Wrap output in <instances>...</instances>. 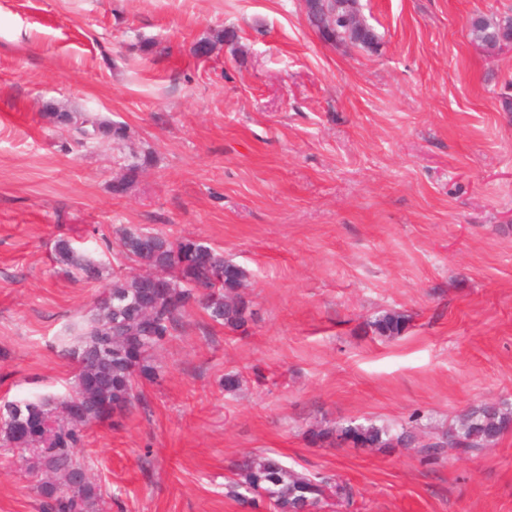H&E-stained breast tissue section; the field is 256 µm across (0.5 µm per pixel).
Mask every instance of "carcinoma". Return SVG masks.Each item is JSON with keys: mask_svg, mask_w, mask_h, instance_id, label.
<instances>
[{"mask_svg": "<svg viewBox=\"0 0 512 512\" xmlns=\"http://www.w3.org/2000/svg\"><path fill=\"white\" fill-rule=\"evenodd\" d=\"M346 12H358L356 0H329L327 9L309 12L307 19L326 43L375 48L373 29L354 34L351 26L334 23L332 15ZM468 29L477 43L498 50L500 41L512 39V16L477 17ZM45 108L53 126L79 143L120 146L130 138L127 125L94 112H68L53 103ZM153 162L148 151L117 157L121 175L112 182V193L126 194ZM119 236L120 254L145 267L146 275L112 281V299H101L91 317L70 329L75 337L71 355L76 362L74 382L81 396V413L69 412L67 400L53 396L0 404V434L9 445L5 452L13 454L25 448L20 459L28 472L52 476L38 485L44 512H99L100 487L89 480L67 488L59 483L62 472L85 467L77 454L83 428L93 420L128 411L135 399L136 379L155 374L154 351L173 335L179 317L189 307L202 305L214 322L233 331L245 328L254 316L251 301L239 291L247 284L248 272L224 253L196 239H172L140 227H125ZM54 259L67 266L77 281L97 279L103 266L102 261L81 253L68 238L56 241ZM372 326L378 335L394 338L404 330L406 316L387 312ZM511 425L512 408L484 403L462 414L443 434L442 444L460 454L471 453L495 442ZM310 435L315 443L334 445L350 437L355 444L379 449L414 441L408 430L375 424L315 428ZM233 469L236 480L227 484V495L240 498L245 491L252 505L262 502L268 512H292L298 506L320 512L330 499L339 505L351 499L347 486L311 479L270 455H245Z\"/></svg>", "mask_w": 512, "mask_h": 512, "instance_id": "cac0c4a2", "label": "carcinoma"}]
</instances>
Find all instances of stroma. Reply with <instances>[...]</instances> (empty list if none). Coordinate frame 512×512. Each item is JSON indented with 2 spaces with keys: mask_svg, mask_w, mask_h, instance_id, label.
<instances>
[{
  "mask_svg": "<svg viewBox=\"0 0 512 512\" xmlns=\"http://www.w3.org/2000/svg\"><path fill=\"white\" fill-rule=\"evenodd\" d=\"M358 7L377 50L323 42L300 0H0V400L73 392L69 327L140 270L121 228L249 273L245 329L189 308L130 412L85 427L102 512H252L225 485L261 452L346 483L337 512H512V428L426 453L471 407H512V52L466 35L512 0ZM49 102L125 123L154 166L112 194L111 151L64 144ZM62 236L103 258L100 279L54 262ZM390 311L407 323L388 339L369 323ZM347 422L416 438L312 443ZM40 505L0 465V512Z\"/></svg>",
  "mask_w": 512,
  "mask_h": 512,
  "instance_id": "obj_1",
  "label": "stroma"
}]
</instances>
